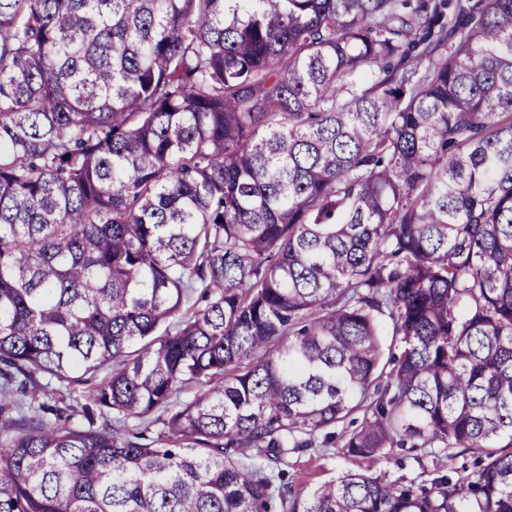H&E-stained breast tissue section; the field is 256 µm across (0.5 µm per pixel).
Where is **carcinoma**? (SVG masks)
Instances as JSON below:
<instances>
[{"label":"carcinoma","mask_w":512,"mask_h":512,"mask_svg":"<svg viewBox=\"0 0 512 512\" xmlns=\"http://www.w3.org/2000/svg\"><path fill=\"white\" fill-rule=\"evenodd\" d=\"M276 501L512 512V0H0V512ZM408 452L395 448L390 455L377 463L369 464L350 457L345 448H312L305 452L288 453L289 481H292L294 495L302 497L315 486L338 478L349 471H367L388 482L400 481L406 484H420L421 469ZM460 449H455L454 452L458 453L455 456H448L441 451L440 448H424L411 454H417L422 460L426 469H432L434 465L443 466L448 472L459 468L466 460H469V455H462Z\"/></svg>","instance_id":"cac0c4a2"}]
</instances>
